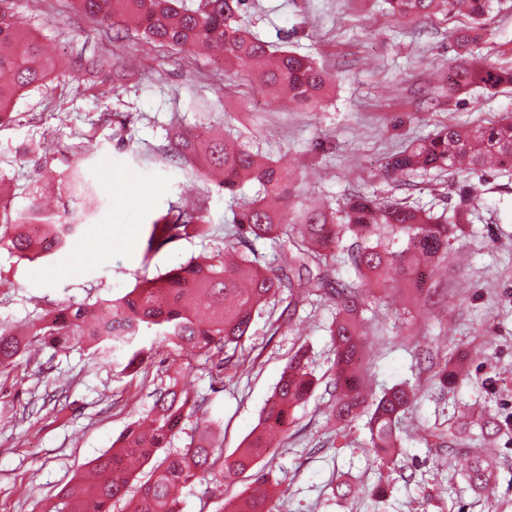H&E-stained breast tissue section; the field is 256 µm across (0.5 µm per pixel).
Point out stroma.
<instances>
[{"mask_svg": "<svg viewBox=\"0 0 512 512\" xmlns=\"http://www.w3.org/2000/svg\"><path fill=\"white\" fill-rule=\"evenodd\" d=\"M10 8L19 32L36 36L59 66L0 126V195L23 210L33 188L55 195L76 167L99 186L102 202L71 248L49 260L23 261L0 248V325L8 327L60 306L111 299L138 280L223 249L232 201L162 161L169 132L205 131L282 161L297 175L298 201L332 211L353 188L394 192L379 176L384 159L438 124L512 112L511 88L488 100L443 97L459 53L454 22L399 19L383 0H248L249 30L273 43L286 37L288 49L327 72L323 101L312 111L252 76L225 80L221 56L205 47L190 48L174 64L168 48L135 31L115 34L73 0H12ZM481 47L491 60H512V10L488 22ZM81 53L111 65L74 72ZM46 169L54 172L49 184L40 177ZM482 188L499 209L465 215L449 263L424 270L428 291L358 280L370 299L363 313L368 391L378 395L403 382L418 392L401 421L397 465L374 457L365 418L342 430L328 420L334 302H303L285 322L278 302L255 315L240 370L217 373L197 351L161 345L148 331L138 344L153 355L131 373L114 368L104 351L76 345L43 348L0 374V512H53L60 491L112 448L177 371L186 376L189 399L204 397L200 413L220 426L224 451L232 453L300 349L320 382L260 460L276 512H512V177L489 169ZM188 200L201 207L207 238L147 252L151 222ZM443 365L460 379L439 381ZM466 408L499 414L495 440L474 426L449 452L416 436L421 426H459ZM486 458L497 478L477 495L461 469ZM342 481L354 488L346 499L335 492ZM249 485L246 478L211 492L185 485L180 512H215L216 498Z\"/></svg>", "mask_w": 512, "mask_h": 512, "instance_id": "35a3bbf8", "label": "stroma"}]
</instances>
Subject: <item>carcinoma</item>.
<instances>
[{
    "mask_svg": "<svg viewBox=\"0 0 512 512\" xmlns=\"http://www.w3.org/2000/svg\"><path fill=\"white\" fill-rule=\"evenodd\" d=\"M80 11L102 24L134 29L170 48L183 49L200 42L209 44L241 70L269 58L274 67L255 73L269 87L288 89L292 100L309 108L318 104L327 82L326 72L310 58L290 50L276 51L273 44L251 35L240 23L247 0H75ZM393 16L427 19L442 14L455 18L461 11L470 22L461 35L465 45L476 41L503 0H384ZM55 61L43 54L38 41L21 34L0 6V126L11 117L14 100L24 91L43 84L54 72ZM512 86V65L488 62L471 55L461 66L448 68V97L479 88L487 93ZM168 161L189 167L232 197L249 179L259 184L257 195L233 213L235 240L224 251L181 262L165 273L139 281L131 290L115 296L101 312L94 305L65 306L15 331L0 326V373L20 363L31 342L64 349L87 344L112 352L123 371L142 364L148 351L135 347L143 331L176 346L199 351L218 369L232 362V355L249 336L255 313L270 300L288 292L292 306L311 296L336 302V316L329 332L335 358L332 384L336 404L331 417L347 425L360 414L369 416V447L380 459L395 455L400 439L399 420L417 400L415 388L396 384L377 399L366 398L361 385L362 321L364 296L354 282L337 278L342 263L357 277H373L386 283L397 277L416 284L430 262H448V245L456 233L457 214L436 216L408 198L378 197L353 190L335 212L296 209L290 206L294 172L287 164L255 154L241 145L205 133L182 132L162 149ZM512 169V120L507 117L477 119L463 125L444 124L422 140L411 142L380 168L385 179L406 182L431 171L452 176L483 177L487 163ZM100 204V189L76 174L58 212H45L36 194L25 211L14 212L0 200V247L20 259L35 261L64 251L78 233L84 218ZM460 206L470 210L497 207L484 192L464 184ZM36 224L33 236L27 226ZM207 231L200 209L172 207L151 224L146 250H158L178 238H196ZM276 239L288 243V265L261 263L248 256L252 240ZM182 374L170 377L157 390L149 411L150 423L128 428L120 446L92 461V480L78 491L62 494L66 512H112V503L129 492L134 473L128 462L147 467L130 499L129 512H179L178 491L191 481L207 484L217 479L233 481L248 473L254 481L265 478L258 460L268 447V436L285 431L295 422V408L306 403L316 388L302 351L288 361L271 398L259 414L255 430L231 454L223 443L200 427L197 441L185 450L172 448L181 431L189 399L180 387ZM493 472L482 461L470 463L464 479L470 490L481 493L492 486ZM231 512H273L265 494L245 492Z\"/></svg>",
    "mask_w": 512,
    "mask_h": 512,
    "instance_id": "carcinoma-1",
    "label": "carcinoma"
}]
</instances>
